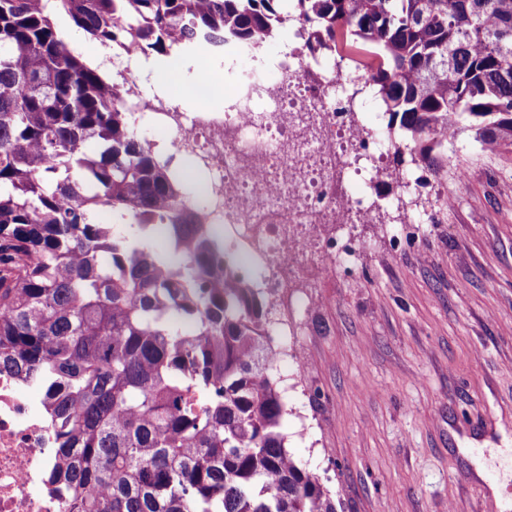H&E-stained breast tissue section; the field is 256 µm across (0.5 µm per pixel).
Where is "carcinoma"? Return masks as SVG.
<instances>
[{"instance_id":"obj_1","label":"carcinoma","mask_w":512,"mask_h":512,"mask_svg":"<svg viewBox=\"0 0 512 512\" xmlns=\"http://www.w3.org/2000/svg\"><path fill=\"white\" fill-rule=\"evenodd\" d=\"M279 2L0 0V375L41 391L70 512L337 508L285 447L263 291L57 16L150 55L201 34L259 50L296 22L307 63L363 62L394 164L436 179L462 134L512 154V0Z\"/></svg>"}]
</instances>
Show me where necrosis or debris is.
<instances>
[{"instance_id": "obj_1", "label": "necrosis or debris", "mask_w": 512, "mask_h": 512, "mask_svg": "<svg viewBox=\"0 0 512 512\" xmlns=\"http://www.w3.org/2000/svg\"><path fill=\"white\" fill-rule=\"evenodd\" d=\"M143 58L129 47L112 59L122 106L131 107L134 125L173 129L174 156L200 155L214 200L203 220L229 231L232 245L260 270L264 291L288 287L305 272L307 226L380 222L384 207L372 192L347 193L336 184L342 165L376 183L391 149L353 120L348 105L359 99L361 84L336 59L311 66L288 47L258 63L275 71V81L239 74L223 110L185 112L141 95L136 67ZM21 386L0 377V512H68L67 498L46 482L57 454L51 428Z\"/></svg>"}]
</instances>
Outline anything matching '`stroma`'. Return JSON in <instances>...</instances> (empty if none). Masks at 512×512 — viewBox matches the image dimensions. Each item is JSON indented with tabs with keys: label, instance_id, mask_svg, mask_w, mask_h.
I'll list each match as a JSON object with an SVG mask.
<instances>
[{
	"label": "stroma",
	"instance_id": "1",
	"mask_svg": "<svg viewBox=\"0 0 512 512\" xmlns=\"http://www.w3.org/2000/svg\"><path fill=\"white\" fill-rule=\"evenodd\" d=\"M448 155L430 223L348 225L354 268L266 298L286 446L338 512H501L494 481L512 499V155Z\"/></svg>",
	"mask_w": 512,
	"mask_h": 512
}]
</instances>
